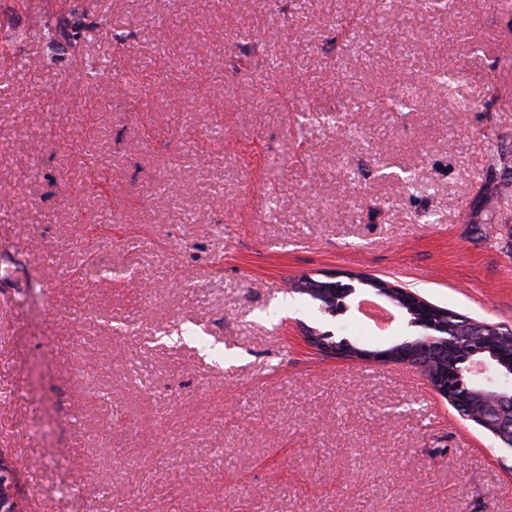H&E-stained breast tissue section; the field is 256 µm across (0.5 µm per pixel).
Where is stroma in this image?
I'll return each mask as SVG.
<instances>
[{
	"label": "stroma",
	"instance_id": "stroma-1",
	"mask_svg": "<svg viewBox=\"0 0 512 512\" xmlns=\"http://www.w3.org/2000/svg\"><path fill=\"white\" fill-rule=\"evenodd\" d=\"M500 148L512 0H0V448L32 512H512V448L302 336L384 349L407 316L290 290L351 272L512 326V205H474Z\"/></svg>",
	"mask_w": 512,
	"mask_h": 512
}]
</instances>
